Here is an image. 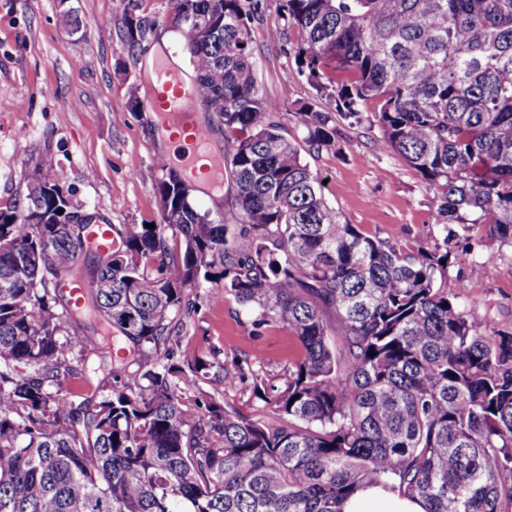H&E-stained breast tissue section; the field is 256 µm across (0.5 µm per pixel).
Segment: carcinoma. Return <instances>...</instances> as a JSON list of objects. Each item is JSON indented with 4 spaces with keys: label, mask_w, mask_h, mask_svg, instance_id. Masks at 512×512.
Returning a JSON list of instances; mask_svg holds the SVG:
<instances>
[{
    "label": "carcinoma",
    "mask_w": 512,
    "mask_h": 512,
    "mask_svg": "<svg viewBox=\"0 0 512 512\" xmlns=\"http://www.w3.org/2000/svg\"><path fill=\"white\" fill-rule=\"evenodd\" d=\"M169 2L200 105L221 117L236 221L165 177L159 224L110 225V250L89 256L85 234L56 228L72 200L52 164L37 174L49 196L0 210V512H343L368 485L426 512H504L512 330L476 322L447 272L477 225L512 248V0H282L328 102L298 108L301 143L256 82L265 0ZM122 24L135 49L157 21ZM369 101L373 144L437 191L431 250L348 223L301 156L335 148ZM201 288L295 336L276 393L260 365L183 349ZM103 330L138 369L112 368L108 392L75 407L62 381L85 376ZM205 381L250 382L265 412Z\"/></svg>",
    "instance_id": "carcinoma-1"
}]
</instances>
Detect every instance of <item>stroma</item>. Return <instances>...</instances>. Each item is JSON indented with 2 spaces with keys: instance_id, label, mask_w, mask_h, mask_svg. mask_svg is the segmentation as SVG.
<instances>
[{
  "instance_id": "35a3bbf8",
  "label": "stroma",
  "mask_w": 512,
  "mask_h": 512,
  "mask_svg": "<svg viewBox=\"0 0 512 512\" xmlns=\"http://www.w3.org/2000/svg\"><path fill=\"white\" fill-rule=\"evenodd\" d=\"M137 13L162 18L167 0H0V209L21 206L40 164L63 167L65 190L76 206L102 224H156L160 211L155 185L171 169L162 121L152 112L128 107L130 89L146 95L150 57L165 48L184 75L193 69L175 35L159 30L158 42L129 48L122 34L128 4ZM80 19L65 26L64 10ZM276 0H266L253 32L257 84L276 101L278 121L288 138L301 139L296 112L302 103H319L316 90L301 75L293 47L296 30L280 41L268 30L283 27ZM311 169L326 180L327 200L360 230L404 246H434L441 241L436 192L395 153L378 150L365 125H342L335 149L304 153ZM473 256L448 266L449 287L463 283L469 310L480 323L512 328V248L486 230H476ZM494 260L496 275L486 272ZM185 319L184 343L201 352L259 358L272 384H281L298 359L300 347L288 330L255 326L234 298L219 304L207 298Z\"/></svg>"
}]
</instances>
